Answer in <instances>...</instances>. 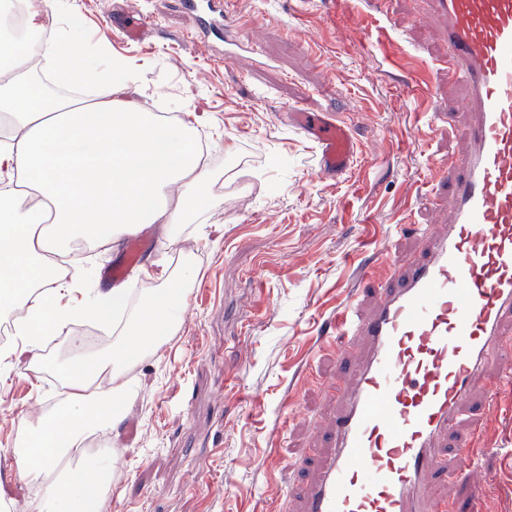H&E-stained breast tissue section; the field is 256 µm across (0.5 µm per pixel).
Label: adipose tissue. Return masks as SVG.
I'll return each mask as SVG.
<instances>
[{
	"mask_svg": "<svg viewBox=\"0 0 512 512\" xmlns=\"http://www.w3.org/2000/svg\"><path fill=\"white\" fill-rule=\"evenodd\" d=\"M43 50L23 40L0 60V122L9 129L0 145L7 170L0 175V311L25 309L0 358L35 374L48 366L41 337L76 321L109 319L125 301L117 288L65 302L82 292L84 280L60 278L54 254L76 239L115 243L154 224L171 234L206 206L204 188L214 178L187 127L140 105L134 70L111 57L108 41L82 55L61 45L55 51L57 84L94 83L89 100L32 97ZM184 303L177 289H151L126 314L111 349L66 361L60 414L42 428L21 422L24 440L13 455L20 475L39 489L40 512H91L106 498L115 465L108 456L87 460L85 442L123 422L140 390L130 370L180 330Z\"/></svg>",
	"mask_w": 512,
	"mask_h": 512,
	"instance_id": "obj_1",
	"label": "adipose tissue"
}]
</instances>
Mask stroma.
Returning <instances> with one entry per match:
<instances>
[{
    "label": "stroma",
    "mask_w": 512,
    "mask_h": 512,
    "mask_svg": "<svg viewBox=\"0 0 512 512\" xmlns=\"http://www.w3.org/2000/svg\"><path fill=\"white\" fill-rule=\"evenodd\" d=\"M60 2L42 23L57 32L79 16L70 48L104 37L113 56L133 61L138 101L204 133L217 178L208 210L159 241L152 256L172 270L191 259L197 276L181 284L180 331L137 369L143 388L128 414L132 445H118L121 429L91 443L109 449L116 466L100 512H273L284 487L297 492L306 482L289 475L285 460L327 445L314 423L332 409L322 383L335 376L340 349L326 346V323L350 296L367 305L359 270L376 265V242L416 255V240L398 229L404 215L430 224L448 206L447 184L414 178L464 146L449 111L460 85L436 71L434 94L447 111L422 139L428 111L398 97L401 73L370 34L326 25L320 0H231V33L255 36L257 50L229 61L195 46L181 0ZM357 7L394 27L420 59L447 55L443 28L420 21L424 0H391L385 16L375 0ZM121 10L150 22L148 42L113 25ZM297 105L330 109L351 124L357 151L348 179L315 177L316 145L288 122ZM43 353L52 366L40 376L20 367L0 373V488L10 512H37L35 487L8 468L19 424L63 403L66 340ZM228 373L233 383H225ZM495 396L501 410L482 419L476 438L480 500L462 476L433 486L455 512L473 503L479 512H512V390Z\"/></svg>",
    "instance_id": "obj_1"
}]
</instances>
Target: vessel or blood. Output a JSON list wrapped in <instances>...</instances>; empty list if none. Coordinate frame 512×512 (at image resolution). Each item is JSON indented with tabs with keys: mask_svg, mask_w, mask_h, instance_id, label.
<instances>
[{
	"mask_svg": "<svg viewBox=\"0 0 512 512\" xmlns=\"http://www.w3.org/2000/svg\"><path fill=\"white\" fill-rule=\"evenodd\" d=\"M433 12L447 24L446 63L465 90L454 110L466 150L433 163L424 181L451 183L452 205L441 223L420 229L402 218V229L417 231L420 257L382 245L389 276L374 289L369 314L350 303L333 318L346 356L326 383L338 404L323 423L329 447L318 460L303 453L288 464L293 474L316 468L301 512H448L432 496V480L472 474L479 455L472 437L455 451L447 444L512 325V0H433ZM223 31L203 15L192 39L209 48ZM375 47L411 72L403 96L433 106V69L408 56L389 28ZM289 118L315 142L324 179L351 172L356 144L345 121L303 108ZM152 248L149 238L129 237L101 278L124 283Z\"/></svg>",
	"mask_w": 512,
	"mask_h": 512,
	"instance_id": "1",
	"label": "vessel or blood"
}]
</instances>
